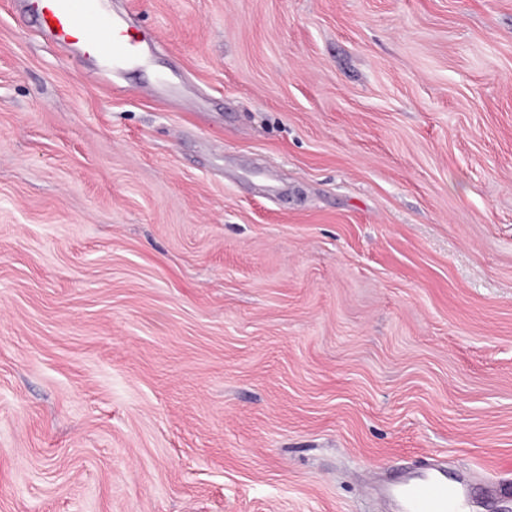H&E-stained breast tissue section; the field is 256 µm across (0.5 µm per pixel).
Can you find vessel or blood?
Returning <instances> with one entry per match:
<instances>
[{
    "mask_svg": "<svg viewBox=\"0 0 512 512\" xmlns=\"http://www.w3.org/2000/svg\"><path fill=\"white\" fill-rule=\"evenodd\" d=\"M27 10L41 29L80 46L88 57L116 68L147 61L145 39L101 13L97 0H30ZM395 495L399 512H460L468 497L467 491L449 490L447 478L434 469L406 476Z\"/></svg>",
    "mask_w": 512,
    "mask_h": 512,
    "instance_id": "vessel-or-blood-1",
    "label": "vessel or blood"
}]
</instances>
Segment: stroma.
Instances as JSON below:
<instances>
[{
    "label": "stroma",
    "instance_id": "35a3bbf8",
    "mask_svg": "<svg viewBox=\"0 0 512 512\" xmlns=\"http://www.w3.org/2000/svg\"><path fill=\"white\" fill-rule=\"evenodd\" d=\"M0 0V512L512 488V0ZM97 0H31L34 22L59 40L79 45L90 58L120 68L147 63L148 44L121 19L101 13Z\"/></svg>",
    "mask_w": 512,
    "mask_h": 512
}]
</instances>
